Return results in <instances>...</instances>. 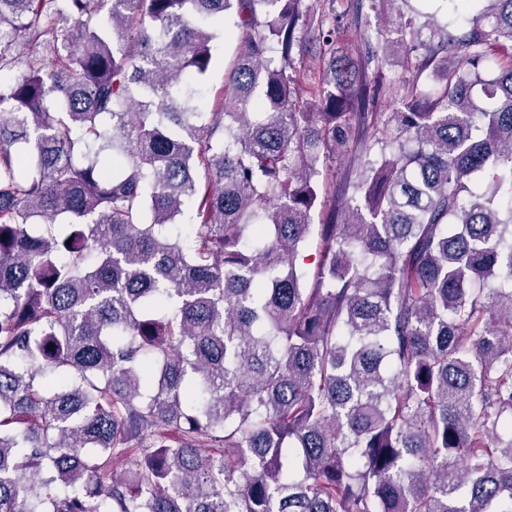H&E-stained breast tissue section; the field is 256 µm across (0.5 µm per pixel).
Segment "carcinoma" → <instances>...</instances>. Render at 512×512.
<instances>
[{"label": "carcinoma", "instance_id": "1", "mask_svg": "<svg viewBox=\"0 0 512 512\" xmlns=\"http://www.w3.org/2000/svg\"><path fill=\"white\" fill-rule=\"evenodd\" d=\"M380 2L0 0V512H512V0ZM429 11L435 13V19L441 26L448 25V31H454L461 23L462 17L466 12L464 2H453L448 4V12L440 2H429ZM237 48L235 39L224 36L215 42L213 64L204 81V95L207 109L210 111L224 98V68L234 57ZM404 52L398 51L390 55L385 67L386 88L380 97L379 105L376 112L381 113V119H385L389 112H395L399 107L401 97L412 86V82L416 79V71L414 66L407 65L404 58Z\"/></svg>", "mask_w": 512, "mask_h": 512}]
</instances>
